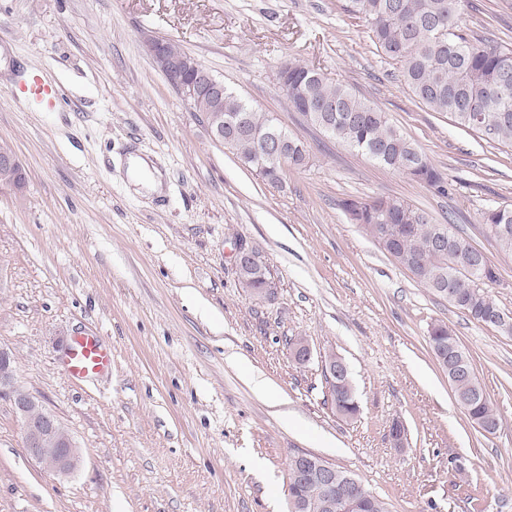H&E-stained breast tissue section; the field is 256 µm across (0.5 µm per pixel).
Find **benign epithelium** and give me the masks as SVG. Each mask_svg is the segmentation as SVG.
<instances>
[{
    "mask_svg": "<svg viewBox=\"0 0 512 512\" xmlns=\"http://www.w3.org/2000/svg\"><path fill=\"white\" fill-rule=\"evenodd\" d=\"M145 50L155 67L188 102H193L197 89L213 99L224 98V84L191 55L169 54L165 50V41L156 37L145 41ZM20 171L21 162L17 154L10 148L0 149V183L21 192ZM290 354L299 363L308 361L311 354L308 340L299 337L291 345ZM16 372L13 355L0 346V397L10 401L21 422L26 454L48 473L62 474L74 470L80 460L77 445L58 419L18 382ZM292 470L295 482L319 481L325 490L320 507L327 512L336 510L333 494L339 478L336 467L316 460L307 452H299L292 458Z\"/></svg>",
    "mask_w": 512,
    "mask_h": 512,
    "instance_id": "benign-epithelium-1",
    "label": "benign epithelium"
}]
</instances>
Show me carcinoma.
I'll use <instances>...</instances> for the list:
<instances>
[{
  "mask_svg": "<svg viewBox=\"0 0 512 512\" xmlns=\"http://www.w3.org/2000/svg\"><path fill=\"white\" fill-rule=\"evenodd\" d=\"M352 11L368 22L371 40L386 59L398 66L401 77L415 98L432 112L451 116L461 129L479 138L512 147V48L474 39L463 21L462 0H350ZM281 90L305 122L322 130L378 163L404 173L443 195L450 191L444 179L414 142L394 125L385 113L359 98L342 81H330L320 70L290 62L281 71ZM213 124L231 113L245 117V128L226 142V147L263 180L271 185L282 182L284 167L293 169L309 163L307 144L297 135L286 133L285 158L263 153V136L272 122L231 90L224 91V111L212 106ZM344 210L351 223L373 239L397 265L409 270L424 287L459 309L468 317L484 322V313L497 305L483 290L474 291L467 282L485 285L499 281L497 269L474 263L475 247L453 224L445 225L453 244L444 252H433L429 242L439 225L425 211L399 198L348 200ZM486 227L506 224V234L493 235L498 247L512 253V208L499 206L483 213ZM461 281L456 297L448 298V281ZM428 341L441 357L439 365L448 368V353L454 352L459 365L454 392L474 396L470 412L473 424L499 419L496 407L479 382L469 354L448 324H431ZM331 401L346 419L358 412L354 387L339 376L329 380ZM303 501L314 504L322 499L314 483L290 486ZM336 497L359 500L354 512H387L376 496L357 494L354 483H336Z\"/></svg>",
  "mask_w": 512,
  "mask_h": 512,
  "instance_id": "obj_1",
  "label": "carcinoma"
}]
</instances>
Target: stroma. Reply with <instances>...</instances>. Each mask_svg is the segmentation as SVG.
I'll return each mask as SVG.
<instances>
[{"label": "stroma", "instance_id": "obj_1", "mask_svg": "<svg viewBox=\"0 0 512 512\" xmlns=\"http://www.w3.org/2000/svg\"><path fill=\"white\" fill-rule=\"evenodd\" d=\"M464 19L512 45V0H468ZM150 35L302 138L309 165L273 186L216 143L147 56ZM289 61L385 112L448 196L304 123L276 81ZM34 70L70 104L12 98ZM1 143L27 186L0 185V346L80 462L44 472L0 399V512H288L298 451L354 474L388 512H512V335L432 294L343 209L395 197L455 225L496 267L485 291L510 313L512 254L482 214L512 206V149L413 97L349 0H0ZM132 156L160 172L156 192H136ZM242 249L263 261L264 300L240 284ZM438 320L497 407L496 433L456 406L428 343ZM83 334L100 336L112 367L77 381L64 354ZM293 336L308 340V363L292 358ZM331 353L348 367L355 419L331 404Z\"/></svg>", "mask_w": 512, "mask_h": 512}]
</instances>
